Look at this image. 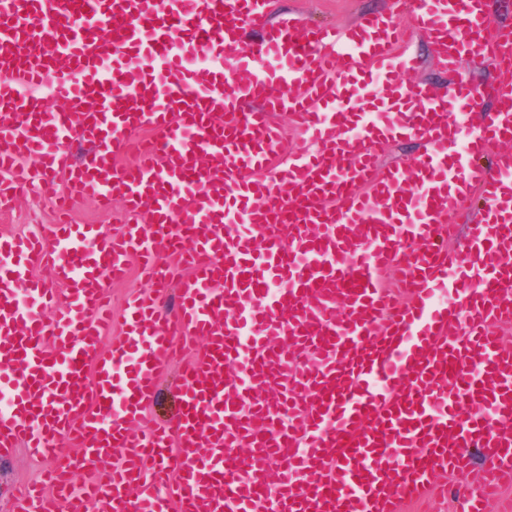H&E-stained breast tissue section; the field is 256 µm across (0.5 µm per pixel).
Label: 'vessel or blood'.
Here are the masks:
<instances>
[{
	"label": "vessel or blood",
	"mask_w": 512,
	"mask_h": 512,
	"mask_svg": "<svg viewBox=\"0 0 512 512\" xmlns=\"http://www.w3.org/2000/svg\"><path fill=\"white\" fill-rule=\"evenodd\" d=\"M267 8L0 0V206L31 187L63 214L118 196L126 215L117 234L63 217L0 238V457L51 463L17 512H401L455 472L465 512H487L512 487V347L495 334L512 326V22L486 0H391L304 33ZM417 34L447 91L400 80L422 65ZM200 52L226 68L186 67ZM487 58L482 108L459 72ZM278 112L308 143L285 163ZM401 140L412 165H381ZM475 199L463 256L450 242ZM133 257L152 288L116 336L107 289ZM45 262L65 295L34 274ZM196 337L178 414L148 421Z\"/></svg>",
	"instance_id": "vessel-or-blood-1"
}]
</instances>
